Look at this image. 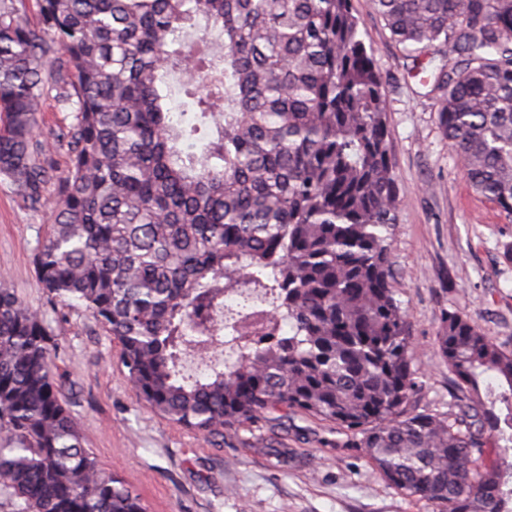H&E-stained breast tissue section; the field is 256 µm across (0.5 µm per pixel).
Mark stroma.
Masks as SVG:
<instances>
[{"label":"stroma","instance_id":"35a3bbf8","mask_svg":"<svg viewBox=\"0 0 512 512\" xmlns=\"http://www.w3.org/2000/svg\"><path fill=\"white\" fill-rule=\"evenodd\" d=\"M360 33L384 79L389 148L398 185L397 220L388 231L392 286L411 325L418 412L448 414L457 401L438 352L442 313L470 317L512 351V217L477 195L438 124L439 92L424 85L371 0H353ZM71 121L45 96L37 137L56 172L70 164L60 132ZM49 231L47 206L25 205L0 177V277L51 326V352L64 399L86 448L147 512H440L401 495L360 448L336 444L335 428L303 413L225 427L214 438L148 409L127 377L120 346L77 304L49 301L34 255ZM287 449L279 461L278 449Z\"/></svg>","mask_w":512,"mask_h":512}]
</instances>
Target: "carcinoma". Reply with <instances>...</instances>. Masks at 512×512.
I'll use <instances>...</instances> for the list:
<instances>
[{
    "mask_svg": "<svg viewBox=\"0 0 512 512\" xmlns=\"http://www.w3.org/2000/svg\"><path fill=\"white\" fill-rule=\"evenodd\" d=\"M411 57L432 52L438 122L471 187L512 216V0H372ZM0 0V177L33 204L55 182L35 256L50 300L121 344L140 398L217 437L302 411L441 512H512V352L440 318L458 411L416 413L410 325L391 286L398 195L384 81L352 0ZM218 32V40L207 35ZM183 80L197 125L170 116ZM74 113L57 176L36 138L48 83ZM202 125L207 143L181 148ZM259 297L291 334L253 312ZM53 331L0 281V485L21 512H145L82 444ZM232 346L237 359L217 353ZM207 361L203 378L185 361ZM498 389L481 393L485 379Z\"/></svg>",
    "mask_w": 512,
    "mask_h": 512,
    "instance_id": "carcinoma-1",
    "label": "carcinoma"
}]
</instances>
